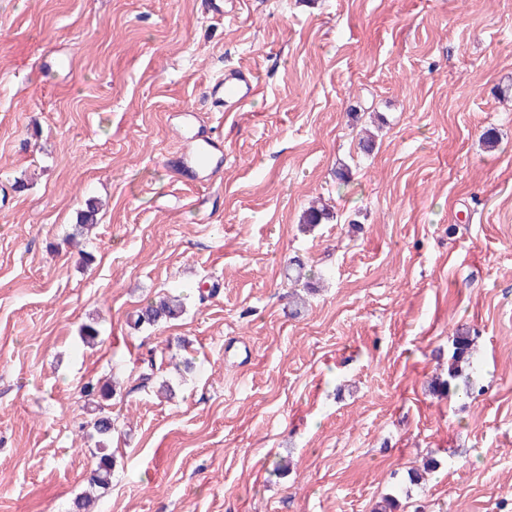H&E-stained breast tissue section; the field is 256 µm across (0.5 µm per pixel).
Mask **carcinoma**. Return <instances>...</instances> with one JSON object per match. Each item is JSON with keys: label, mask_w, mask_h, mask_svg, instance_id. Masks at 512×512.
I'll use <instances>...</instances> for the list:
<instances>
[{"label": "carcinoma", "mask_w": 512, "mask_h": 512, "mask_svg": "<svg viewBox=\"0 0 512 512\" xmlns=\"http://www.w3.org/2000/svg\"><path fill=\"white\" fill-rule=\"evenodd\" d=\"M98 208L95 204L86 203V209L81 211L77 224L73 225L70 237L81 236L94 224L98 223ZM184 311V303L180 294L169 293L141 308L135 319V326H155L161 321L174 320ZM478 338V332L473 327L462 324L452 336V352L448 359L447 378L438 379L431 386L432 392L439 397H447L464 389L470 393L476 390L468 369L473 357V349ZM83 394L90 403L94 404L93 416L90 421L83 423L79 429L91 428L97 436L96 467L92 470L88 486L91 489L105 491L112 483L113 454L110 446L114 421L105 411L104 402L112 399L114 389L112 382L107 379L89 380L83 386Z\"/></svg>", "instance_id": "carcinoma-1"}]
</instances>
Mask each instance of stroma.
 Here are the masks:
<instances>
[{"mask_svg": "<svg viewBox=\"0 0 512 512\" xmlns=\"http://www.w3.org/2000/svg\"><path fill=\"white\" fill-rule=\"evenodd\" d=\"M221 4L0 0V512H71L108 376L96 512H512V0ZM229 68L257 82L235 112ZM184 107L223 145L194 181ZM170 292L183 316L136 327ZM464 323L483 391L437 398ZM161 354L202 366L162 370L169 398L141 378ZM83 394L91 404H96L91 410L93 416L90 421H86V423L79 426L82 431L86 427H90L97 436L96 467L92 470L87 483L91 490L104 492L112 483L114 465L110 443L115 425L112 416L105 411L107 405L103 404V401L111 400L114 395L112 382L108 379H98L95 382L89 380L83 386Z\"/></svg>", "mask_w": 512, "mask_h": 512, "instance_id": "obj_1", "label": "stroma"}]
</instances>
